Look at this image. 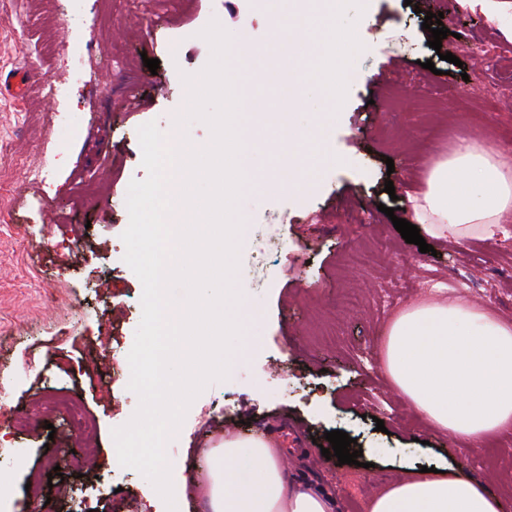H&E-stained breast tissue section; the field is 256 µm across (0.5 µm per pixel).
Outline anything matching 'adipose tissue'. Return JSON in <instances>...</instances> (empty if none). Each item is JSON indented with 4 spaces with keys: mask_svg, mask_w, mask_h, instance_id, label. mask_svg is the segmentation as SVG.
I'll return each instance as SVG.
<instances>
[{
    "mask_svg": "<svg viewBox=\"0 0 512 512\" xmlns=\"http://www.w3.org/2000/svg\"><path fill=\"white\" fill-rule=\"evenodd\" d=\"M278 21L274 43L288 48L313 75L336 72L328 99L342 97L353 65L336 53V0H270ZM416 224L436 237L478 229L506 233L512 214V169L492 149L461 139L454 156L437 165L426 191L410 197ZM385 369L395 389L449 437L479 448L512 429V320L457 301L423 302L394 317L382 343ZM210 512H334L324 492L291 483L273 438L229 439L203 457ZM369 512H504L503 501L471 475L452 466L416 471L386 486Z\"/></svg>",
    "mask_w": 512,
    "mask_h": 512,
    "instance_id": "ef3b65f1",
    "label": "adipose tissue"
}]
</instances>
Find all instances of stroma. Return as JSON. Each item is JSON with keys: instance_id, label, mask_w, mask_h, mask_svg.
<instances>
[{"instance_id": "1", "label": "stroma", "mask_w": 512, "mask_h": 512, "mask_svg": "<svg viewBox=\"0 0 512 512\" xmlns=\"http://www.w3.org/2000/svg\"><path fill=\"white\" fill-rule=\"evenodd\" d=\"M428 11L450 31L438 50L422 27ZM510 11L512 0H344L336 24L367 40L356 61L364 78L335 103L305 82L296 127L306 137L324 130L322 147L336 157L317 188L242 200L236 284L259 316L260 341L194 399L166 446L172 476L186 480L184 512H203L207 478L195 463L227 439L281 437L271 425L280 415L308 439L288 454L289 477L334 496L336 512H367L407 465L434 462L482 480L512 512V431L481 448L439 432L393 388L381 350L391 319L423 299H463L512 319V238L430 236L434 251L423 253L385 214L406 218L407 195L425 190L461 138L512 159V52H494L512 43V26L490 18ZM214 20L248 29L264 62L288 70L287 54L269 48L261 0H0V78L33 75L24 98L0 91V470L12 476L0 512H162L151 482L109 459L112 429L139 403L121 367L143 288L121 235L128 186L147 175L138 129L153 121L168 131L185 110L182 77L208 64L201 32ZM147 57L159 59L157 72ZM427 59L434 70L422 68ZM379 237L389 248L372 265L345 263ZM348 294L360 306L337 313ZM58 388L97 423L94 463L81 476L61 465L80 444L64 442L70 422L49 410ZM18 411L29 429L9 427ZM332 430L356 439L364 466L322 456ZM36 473L52 484L34 493L26 484Z\"/></svg>"}]
</instances>
